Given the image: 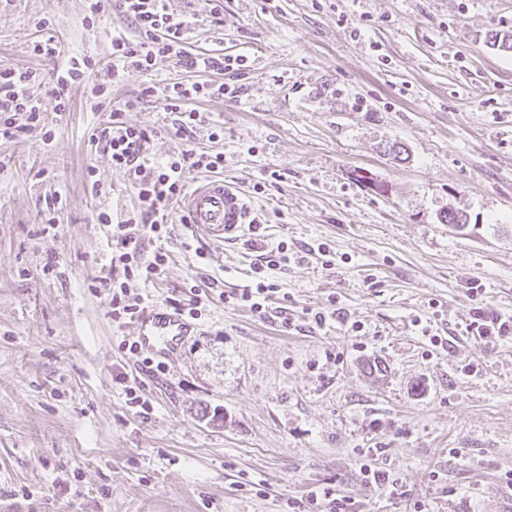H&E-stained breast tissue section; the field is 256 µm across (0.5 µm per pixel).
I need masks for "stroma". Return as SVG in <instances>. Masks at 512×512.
Here are the masks:
<instances>
[{"instance_id":"35a3bbf8","label":"stroma","mask_w":512,"mask_h":512,"mask_svg":"<svg viewBox=\"0 0 512 512\" xmlns=\"http://www.w3.org/2000/svg\"><path fill=\"white\" fill-rule=\"evenodd\" d=\"M169 5L190 23L187 51L241 55L244 69L160 57L112 101L150 132L146 166L223 153L256 228L207 243L175 208L169 234L141 244L167 253L159 277L124 280L96 216L123 221L140 201L88 144L109 115L91 111L86 86L66 112L39 89L44 128L0 139V512H306L314 485L349 512H512V338L467 330L476 309L512 315V52L488 41L512 31V0ZM87 15L86 0H0V67L52 75L54 61L31 53L51 37L110 83L113 36L139 30ZM173 82L239 96L191 101L201 121L179 135L176 113L141 94ZM54 198L62 209L43 223ZM451 209L466 224L442 223ZM281 241L291 261L269 273L265 317L220 299L252 284V264ZM107 275L146 309L197 300L190 335L123 348L135 321L113 322L109 296L91 289ZM119 374L149 413L129 407ZM369 461L387 485L365 482Z\"/></svg>"}]
</instances>
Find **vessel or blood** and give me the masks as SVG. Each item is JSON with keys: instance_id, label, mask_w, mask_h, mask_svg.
Returning <instances> with one entry per match:
<instances>
[{"instance_id": "obj_1", "label": "vessel or blood", "mask_w": 512, "mask_h": 512, "mask_svg": "<svg viewBox=\"0 0 512 512\" xmlns=\"http://www.w3.org/2000/svg\"><path fill=\"white\" fill-rule=\"evenodd\" d=\"M187 223L198 237L217 243L243 239L254 225L251 208L242 191L227 180L197 184L183 202ZM188 333L175 312L147 310L137 319V338L143 345L171 346Z\"/></svg>"}]
</instances>
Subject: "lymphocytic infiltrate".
Masks as SVG:
<instances>
[{"mask_svg": "<svg viewBox=\"0 0 512 512\" xmlns=\"http://www.w3.org/2000/svg\"><path fill=\"white\" fill-rule=\"evenodd\" d=\"M113 12L128 16L137 24L141 39L137 42L118 37L112 41V81L123 82L130 72L145 73L151 70L157 58L168 57L179 66L189 69H201L224 73L238 66L236 58L224 55L199 57L185 50L186 24L173 12H170L165 0H112ZM94 65L91 60H71L60 74L52 89L58 111L70 109L69 89L72 85L91 84L98 99L97 106L110 112V119L104 127L95 129L90 140L94 144L104 145L116 168L125 170L132 177L140 201L145 210L140 219H127L122 224L112 222L109 213H99L97 220L102 224L113 225L112 243L123 265L124 282L114 283L111 279H100L98 285L110 292L113 313L132 317L137 314L136 304L131 303L126 280L137 278L148 282L159 275L165 264L164 253H155L152 259H142L140 241L142 236H156L167 233L172 222L170 204L182 196L184 178L187 171L196 167L218 170L224 165L223 154H197L186 150L176 159L157 167L155 171L145 172L141 161L150 134L146 129L126 124L121 106L113 104L107 86L94 83ZM39 70L1 68L0 69V137L11 138L21 132L24 125L35 126L42 120V108L32 88L42 83ZM146 94H158L165 111L180 116L177 131L179 134L192 132L198 119L195 110L189 109L190 101L199 98H234L237 88L227 84H191L173 83L163 90L146 87ZM288 249L284 244L267 248L261 254L258 263L252 267L257 279L253 285L233 294L236 302L248 303L257 316L267 313L266 301L277 290L275 284L265 280V271L280 268L287 264Z\"/></svg>", "mask_w": 512, "mask_h": 512, "instance_id": "1", "label": "lymphocytic infiltrate"}]
</instances>
